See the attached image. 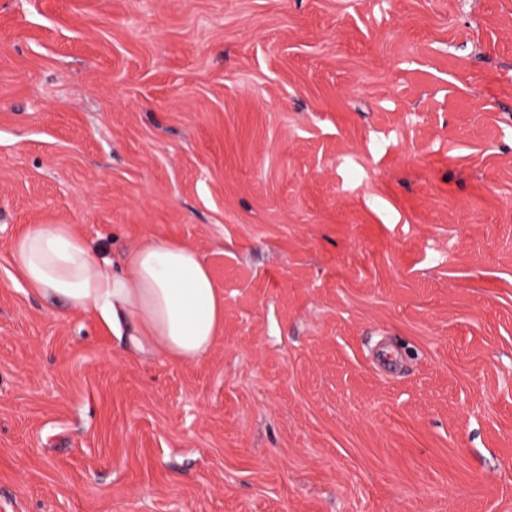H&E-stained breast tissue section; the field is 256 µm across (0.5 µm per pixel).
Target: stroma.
<instances>
[{
	"mask_svg": "<svg viewBox=\"0 0 512 512\" xmlns=\"http://www.w3.org/2000/svg\"><path fill=\"white\" fill-rule=\"evenodd\" d=\"M29 224L193 246L123 350ZM0 512H512V0H0ZM11 264L30 290L93 311L131 353L193 361L218 340L224 290L191 246L166 238L130 245L120 272L68 224H29Z\"/></svg>",
	"mask_w": 512,
	"mask_h": 512,
	"instance_id": "obj_1",
	"label": "stroma"
}]
</instances>
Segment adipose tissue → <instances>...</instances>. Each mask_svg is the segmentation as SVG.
Wrapping results in <instances>:
<instances>
[{"label":"adipose tissue","instance_id":"adipose-tissue-1","mask_svg":"<svg viewBox=\"0 0 512 512\" xmlns=\"http://www.w3.org/2000/svg\"><path fill=\"white\" fill-rule=\"evenodd\" d=\"M10 260L32 292L93 311L128 352L193 361L222 333L224 290L185 243H134L116 272L70 225L30 224L15 237Z\"/></svg>","mask_w":512,"mask_h":512}]
</instances>
